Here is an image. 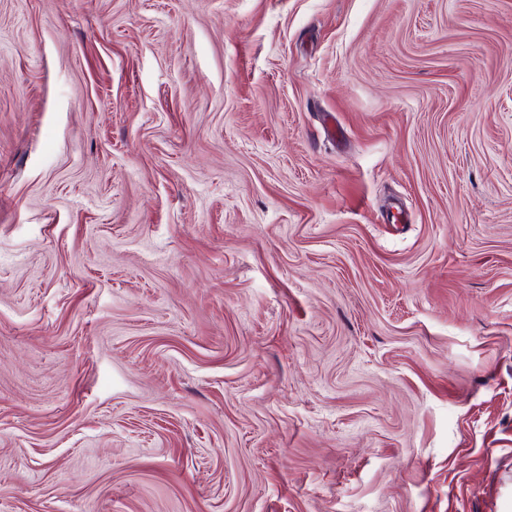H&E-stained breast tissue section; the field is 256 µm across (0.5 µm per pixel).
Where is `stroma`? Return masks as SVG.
Returning <instances> with one entry per match:
<instances>
[{
	"instance_id": "35a3bbf8",
	"label": "stroma",
	"mask_w": 512,
	"mask_h": 512,
	"mask_svg": "<svg viewBox=\"0 0 512 512\" xmlns=\"http://www.w3.org/2000/svg\"><path fill=\"white\" fill-rule=\"evenodd\" d=\"M0 512H512V0H0Z\"/></svg>"
}]
</instances>
